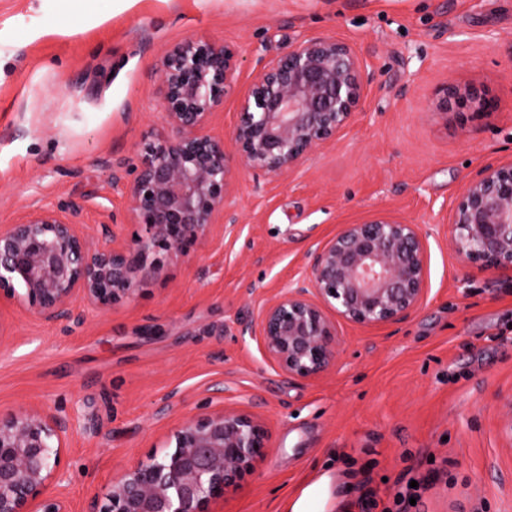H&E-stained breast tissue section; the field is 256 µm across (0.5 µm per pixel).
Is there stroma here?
<instances>
[{
  "instance_id": "stroma-1",
  "label": "stroma",
  "mask_w": 512,
  "mask_h": 512,
  "mask_svg": "<svg viewBox=\"0 0 512 512\" xmlns=\"http://www.w3.org/2000/svg\"><path fill=\"white\" fill-rule=\"evenodd\" d=\"M228 45L238 78L211 132L227 140L258 69L309 37L353 46L372 82L335 139L278 177L243 169L189 257L136 298L69 322L0 307V416L42 408L69 423L49 493L72 512L112 475L161 452L189 417H262L259 475L210 512H290L331 478L333 512H512V277L465 263L450 236L469 177L512 162V0H0V225L81 198L78 228L130 240L128 177L165 126L161 64L185 38ZM495 102L441 115L438 87ZM421 225L428 293L409 318L362 326L330 313L335 365L285 379L252 324L309 274V252L346 224Z\"/></svg>"
}]
</instances>
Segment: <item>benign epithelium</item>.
Wrapping results in <instances>:
<instances>
[{
    "label": "benign epithelium",
    "instance_id": "1",
    "mask_svg": "<svg viewBox=\"0 0 512 512\" xmlns=\"http://www.w3.org/2000/svg\"><path fill=\"white\" fill-rule=\"evenodd\" d=\"M238 69L234 49L187 38L164 56L163 114L168 132L138 145L127 212L137 237L116 242L111 224L96 237L77 229L80 205L31 207L0 226V304L48 322L67 320L80 301L108 309L158 278L168 258L186 257L224 208L232 178L224 141L212 136V115L224 106ZM371 80L357 52L329 37L300 40L258 71L241 101L233 141L243 166L280 176L333 140L358 110ZM452 102L481 115L493 102L477 87L440 88ZM456 252L492 274L512 273V163H488L467 181L451 222ZM426 235L420 225L376 218L345 225L310 253V275L262 309L266 356L288 379L308 380L335 363L332 309L360 325L404 320L422 305L427 279ZM68 423L29 409L0 417V512H70L45 495L56 479ZM170 451L112 476L103 509L89 512H205L209 501L260 472L269 447L264 421L226 409L187 418Z\"/></svg>",
    "mask_w": 512,
    "mask_h": 512
}]
</instances>
